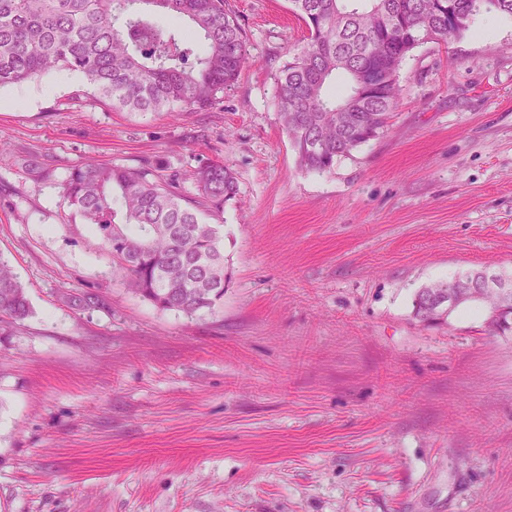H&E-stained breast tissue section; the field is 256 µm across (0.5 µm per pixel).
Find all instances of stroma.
Returning <instances> with one entry per match:
<instances>
[{
    "instance_id": "35a3bbf8",
    "label": "stroma",
    "mask_w": 512,
    "mask_h": 512,
    "mask_svg": "<svg viewBox=\"0 0 512 512\" xmlns=\"http://www.w3.org/2000/svg\"><path fill=\"white\" fill-rule=\"evenodd\" d=\"M226 5L251 63L210 110L0 87V256L31 304L0 327V512H512V335L413 316L426 286L512 280V16L412 50L389 131L317 173L276 102L304 23ZM203 159L239 193L205 214L224 298L188 316L113 275L63 181L95 160L191 196Z\"/></svg>"
}]
</instances>
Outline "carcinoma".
<instances>
[{
	"mask_svg": "<svg viewBox=\"0 0 512 512\" xmlns=\"http://www.w3.org/2000/svg\"><path fill=\"white\" fill-rule=\"evenodd\" d=\"M309 36L277 77V108L297 165L329 172L389 127L398 71L427 40L461 36L480 9L512 16V0H289ZM186 20L195 38L158 21ZM249 63L246 37L225 0H0V87L56 71L87 78L128 112L202 111L222 99ZM345 77L348 91L327 88ZM198 199L150 170L84 162L64 197L92 227L125 286L162 310L194 315L224 298V234L205 222L239 191L223 164L201 162ZM30 313L22 282L0 256V317Z\"/></svg>",
	"mask_w": 512,
	"mask_h": 512,
	"instance_id": "carcinoma-1",
	"label": "carcinoma"
}]
</instances>
